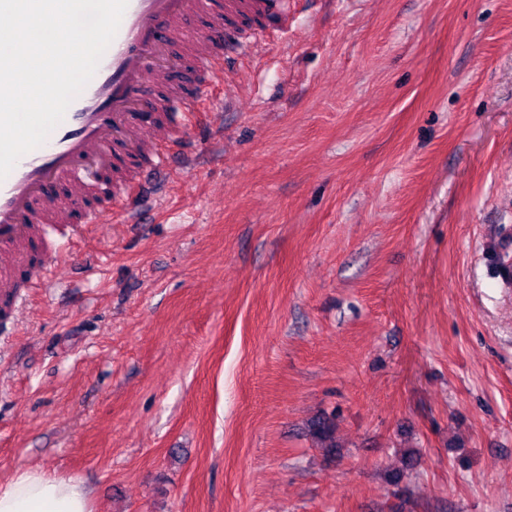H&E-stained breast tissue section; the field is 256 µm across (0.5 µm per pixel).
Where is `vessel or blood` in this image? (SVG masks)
<instances>
[{
  "instance_id": "vessel-or-blood-1",
  "label": "vessel or blood",
  "mask_w": 512,
  "mask_h": 512,
  "mask_svg": "<svg viewBox=\"0 0 512 512\" xmlns=\"http://www.w3.org/2000/svg\"><path fill=\"white\" fill-rule=\"evenodd\" d=\"M282 0H128L117 33L63 121L0 181V301L14 302L16 273L34 239L79 234L99 223L89 199L126 213L150 180L167 175L163 139L172 107L193 112L207 82L224 71V42L190 26L193 17L280 14Z\"/></svg>"
}]
</instances>
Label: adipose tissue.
Segmentation results:
<instances>
[{"mask_svg": "<svg viewBox=\"0 0 512 512\" xmlns=\"http://www.w3.org/2000/svg\"><path fill=\"white\" fill-rule=\"evenodd\" d=\"M0 512H94V508L81 481L29 470L0 482Z\"/></svg>", "mask_w": 512, "mask_h": 512, "instance_id": "obj_1", "label": "adipose tissue"}]
</instances>
